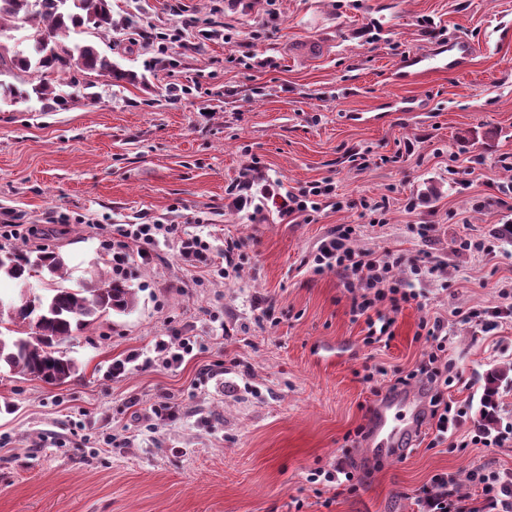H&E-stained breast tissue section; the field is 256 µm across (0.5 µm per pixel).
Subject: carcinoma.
<instances>
[{
  "mask_svg": "<svg viewBox=\"0 0 512 512\" xmlns=\"http://www.w3.org/2000/svg\"><path fill=\"white\" fill-rule=\"evenodd\" d=\"M37 18L48 24L30 49L11 52L0 45V75L15 69L31 71L37 83L27 90L0 81V97L20 103L34 94L41 100L61 102L78 93L76 89L62 90L58 82L61 75L73 70L107 75L117 83L136 79L95 44L71 39V33L80 28L103 33L130 23L128 19L119 23L113 18L112 0H0V22L26 23ZM64 268L63 256L54 252L34 258L19 251L0 256V276L23 285L35 273L45 270L61 276ZM135 305V291L125 281L100 275L79 290L56 286L44 294L21 297L13 304L7 322L24 327V331L17 330L13 335L0 331V365L46 383H64L76 368L56 345L87 326L95 315L124 313Z\"/></svg>",
  "mask_w": 512,
  "mask_h": 512,
  "instance_id": "cac0c4a2",
  "label": "carcinoma"
}]
</instances>
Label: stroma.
Returning a JSON list of instances; mask_svg holds the SVG:
<instances>
[{
	"mask_svg": "<svg viewBox=\"0 0 512 512\" xmlns=\"http://www.w3.org/2000/svg\"><path fill=\"white\" fill-rule=\"evenodd\" d=\"M180 1L182 16L231 41L190 33L163 61L128 31L83 28L75 40L136 81L73 71L63 81L84 94L64 104L0 101V217L34 228L0 249L61 254L64 286L79 289L91 273L111 276V225L157 219L212 244L192 266L172 243L148 262L131 256L135 309L100 314L60 344L76 365L66 382L0 369V512H417L437 475L482 503L468 471L512 473V444L470 442L493 369L506 373L495 424L512 428V319L487 332L470 316L512 290V239L497 233L512 224V199L500 204L496 190L512 183L500 164L512 158V0H277L273 17L265 0H226L220 12ZM172 2L112 0V14L164 29L179 22ZM255 30L261 39L247 43ZM451 35L477 45L463 69L398 78L400 60ZM250 52L264 66H246ZM183 85L194 94L172 97ZM254 163L286 191L331 179L337 203L310 222L270 210L249 219L225 189ZM383 197L379 224L360 202ZM56 214L69 223H49ZM415 224L432 225L428 240ZM343 225L356 248L445 265L398 313L388 344L365 345L340 277L309 265ZM228 237L247 243L232 280L211 272ZM466 238L495 250L461 251ZM269 305L271 322L259 313ZM424 319L448 325L447 399L468 418L442 443L427 425L408 452L372 456L369 409L418 361ZM160 336L195 337L192 358L113 377V360L151 358ZM373 364L387 374L365 382ZM169 396L179 416L151 417ZM339 464L360 476L356 489L309 482Z\"/></svg>",
	"mask_w": 512,
	"mask_h": 512,
	"instance_id": "35a3bbf8",
	"label": "stroma"
}]
</instances>
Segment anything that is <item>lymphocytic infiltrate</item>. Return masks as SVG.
<instances>
[{
    "instance_id": "f902f5d3",
    "label": "lymphocytic infiltrate",
    "mask_w": 512,
    "mask_h": 512,
    "mask_svg": "<svg viewBox=\"0 0 512 512\" xmlns=\"http://www.w3.org/2000/svg\"><path fill=\"white\" fill-rule=\"evenodd\" d=\"M265 196L273 200L280 216L310 217L330 204L335 186L332 181L321 180L285 194L269 190ZM353 234L352 228L343 226L323 240L313 255V270L318 274L334 271L343 277V286L351 295V315L366 325L365 344H385L393 336L397 314L419 299L415 283L437 277L441 268L423 256H410L398 250L380 255L361 251L353 245ZM172 239L177 242L182 260L189 264L211 249L210 242L203 236L179 235L177 225L159 221L113 225L106 247L111 250L115 264L120 266L133 250L142 260H152L160 241ZM420 328L425 333L427 349L416 367L398 378L395 385L406 388L420 384L428 396V414L435 423L437 437L443 440L457 432L468 415V408L444 401L441 395L442 388L454 381L450 367L442 359L448 343L443 322L425 320ZM470 479L482 489L483 507L464 504L454 489L449 488L447 478L438 476L420 489L418 512H512L511 473L478 468L471 472Z\"/></svg>"
}]
</instances>
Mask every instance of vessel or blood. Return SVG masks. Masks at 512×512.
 I'll return each instance as SVG.
<instances>
[{
	"mask_svg": "<svg viewBox=\"0 0 512 512\" xmlns=\"http://www.w3.org/2000/svg\"><path fill=\"white\" fill-rule=\"evenodd\" d=\"M476 49L468 40L457 37L434 51L419 53L405 60L412 76L428 71L462 68L474 56ZM424 406L417 392L391 393L372 408L373 439L370 454L391 455L407 451L424 423Z\"/></svg>",
	"mask_w": 512,
	"mask_h": 512,
	"instance_id": "b4317fda",
	"label": "vessel or blood"
}]
</instances>
